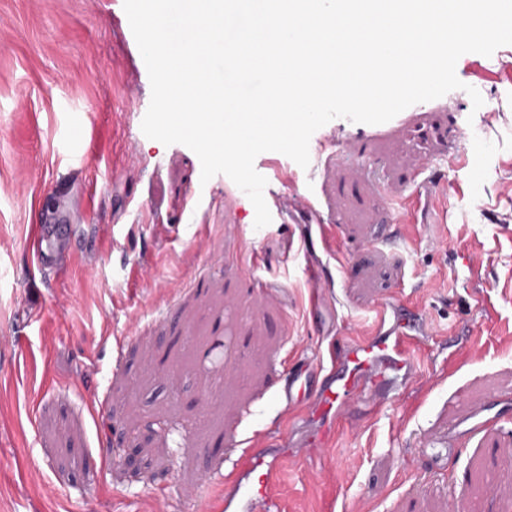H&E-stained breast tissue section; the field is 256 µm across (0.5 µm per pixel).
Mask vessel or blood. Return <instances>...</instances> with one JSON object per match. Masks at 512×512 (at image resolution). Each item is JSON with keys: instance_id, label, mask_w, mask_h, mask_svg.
<instances>
[{"instance_id": "1", "label": "vessel or blood", "mask_w": 512, "mask_h": 512, "mask_svg": "<svg viewBox=\"0 0 512 512\" xmlns=\"http://www.w3.org/2000/svg\"><path fill=\"white\" fill-rule=\"evenodd\" d=\"M76 231L73 223L32 225L28 250L33 271L40 273L55 265ZM418 317L417 310L402 306L394 332L364 344H345L331 353L329 380L309 391V410L318 424L319 439L335 434L341 425L339 414L349 402L374 397L381 386L410 378ZM272 467L260 451L249 454L242 463L236 493L246 512H280L277 500L267 490Z\"/></svg>"}]
</instances>
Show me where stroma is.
Here are the masks:
<instances>
[{"mask_svg":"<svg viewBox=\"0 0 512 512\" xmlns=\"http://www.w3.org/2000/svg\"><path fill=\"white\" fill-rule=\"evenodd\" d=\"M492 58L507 69L464 54L460 89L386 123L330 121L308 168L259 154L258 229L232 180L143 134L123 0H0V512H224L233 460L283 433L282 512H512V45ZM416 193L427 210L398 221ZM305 199L331 248L286 213ZM86 204L60 269L32 273L31 225ZM384 297L420 313L414 377L303 453L315 424L279 381L371 340Z\"/></svg>","mask_w":512,"mask_h":512,"instance_id":"stroma-1","label":"stroma"}]
</instances>
